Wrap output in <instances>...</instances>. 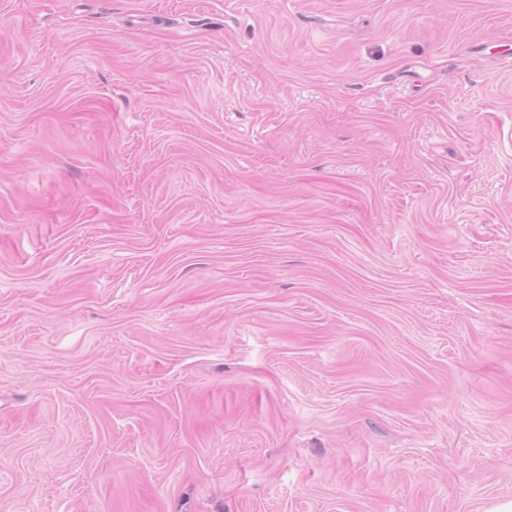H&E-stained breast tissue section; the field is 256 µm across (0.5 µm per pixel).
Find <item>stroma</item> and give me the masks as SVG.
<instances>
[{
  "mask_svg": "<svg viewBox=\"0 0 512 512\" xmlns=\"http://www.w3.org/2000/svg\"><path fill=\"white\" fill-rule=\"evenodd\" d=\"M512 500V0H0V512Z\"/></svg>",
  "mask_w": 512,
  "mask_h": 512,
  "instance_id": "35a3bbf8",
  "label": "stroma"
}]
</instances>
